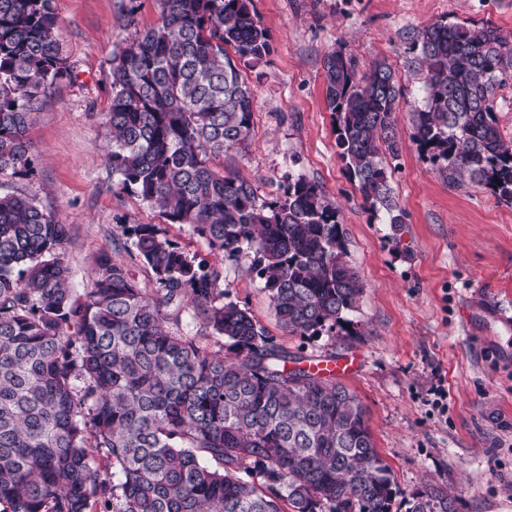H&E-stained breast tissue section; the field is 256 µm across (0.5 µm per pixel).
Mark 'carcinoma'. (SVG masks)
Returning a JSON list of instances; mask_svg holds the SVG:
<instances>
[{"label":"carcinoma","instance_id":"obj_1","mask_svg":"<svg viewBox=\"0 0 512 512\" xmlns=\"http://www.w3.org/2000/svg\"><path fill=\"white\" fill-rule=\"evenodd\" d=\"M160 4L158 24L111 61L112 173L214 252L252 249L289 334L335 329L363 292L336 208L304 178L260 202L247 181L211 165L250 134L238 62L272 51L253 0ZM56 25V0H0V175L30 168L32 115L69 74ZM409 50L426 68L411 140L431 170L511 202L512 139L499 130L496 97L512 88V41L489 25L437 20ZM323 68L340 157L369 208L397 227L395 72L381 61L363 72L341 51ZM131 231L156 294L101 255L77 295L59 253L70 225L0 194V512H391L396 489L354 395L224 302L217 268L155 224ZM186 304L223 345L167 326ZM411 512H456L455 500L430 487Z\"/></svg>","mask_w":512,"mask_h":512}]
</instances>
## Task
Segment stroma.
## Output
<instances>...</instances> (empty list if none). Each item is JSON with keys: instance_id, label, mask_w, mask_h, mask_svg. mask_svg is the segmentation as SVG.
<instances>
[{"instance_id": "stroma-1", "label": "stroma", "mask_w": 512, "mask_h": 512, "mask_svg": "<svg viewBox=\"0 0 512 512\" xmlns=\"http://www.w3.org/2000/svg\"><path fill=\"white\" fill-rule=\"evenodd\" d=\"M269 32L266 63L241 67L253 95L246 148L224 165L262 200L305 178L335 206L363 293L348 326L292 336L279 324L253 252L214 253L185 226L125 189L106 158L102 116L110 65L135 31L154 26L160 0H56L59 50L72 73L42 98L27 137L29 171L0 176V193L34 198L72 232L62 252L75 292L90 287L96 256L129 267L141 287L155 278L123 227L156 224L183 251L222 272L225 301L247 308L291 354L352 362L339 383L361 404L397 489L392 512L435 487L456 512H512V204L430 170L412 142L410 111L425 72L409 50L414 32L437 20L491 25L512 37V0H253ZM361 69L388 63L403 89L392 199L400 229L364 202L336 145L324 103L323 59L331 50Z\"/></svg>"}]
</instances>
